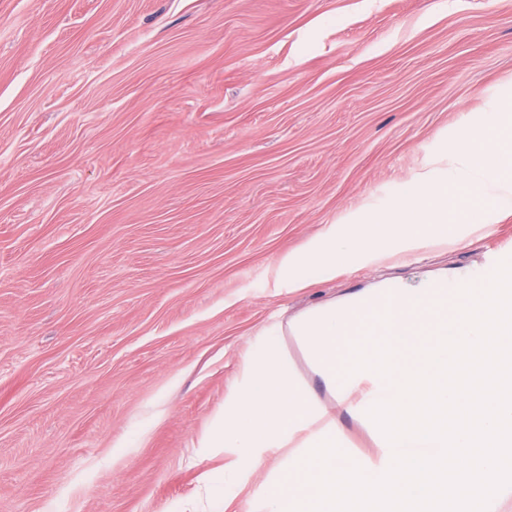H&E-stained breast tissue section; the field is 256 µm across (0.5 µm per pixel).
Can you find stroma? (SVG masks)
Listing matches in <instances>:
<instances>
[{"label":"stroma","instance_id":"stroma-1","mask_svg":"<svg viewBox=\"0 0 512 512\" xmlns=\"http://www.w3.org/2000/svg\"><path fill=\"white\" fill-rule=\"evenodd\" d=\"M507 77L512 0H0V512H207L256 335L486 227L289 294L279 256L399 205Z\"/></svg>","mask_w":512,"mask_h":512}]
</instances>
